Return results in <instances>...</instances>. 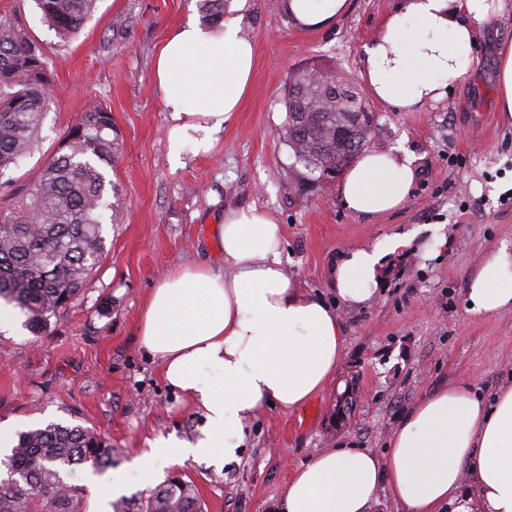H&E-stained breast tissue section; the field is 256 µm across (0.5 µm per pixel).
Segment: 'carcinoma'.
<instances>
[{"label": "carcinoma", "instance_id": "obj_1", "mask_svg": "<svg viewBox=\"0 0 512 512\" xmlns=\"http://www.w3.org/2000/svg\"><path fill=\"white\" fill-rule=\"evenodd\" d=\"M96 0H35L57 36L73 38L90 17ZM204 24L224 18V0H198ZM53 71L41 45L26 28L0 17V177L18 166L37 141ZM345 80L327 82L322 67L310 65L290 78L285 99L284 139L303 179L317 183L371 142L374 127L355 125L370 107L355 90L336 94ZM111 112L97 102L61 142L58 155L29 186L10 216L0 218V300L26 315L36 335L73 303L86 277L106 253L107 211L120 206L108 179L123 150ZM114 465L112 446L90 427L49 423L21 431L0 476V512H87L88 491L67 476L79 467L101 474ZM114 512H204L193 485L178 476L149 491L137 507L128 499Z\"/></svg>", "mask_w": 512, "mask_h": 512}]
</instances>
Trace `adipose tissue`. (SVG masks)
<instances>
[{"mask_svg":"<svg viewBox=\"0 0 512 512\" xmlns=\"http://www.w3.org/2000/svg\"><path fill=\"white\" fill-rule=\"evenodd\" d=\"M307 30L333 26L349 0H283ZM495 0H402L365 46L362 76L373 96L401 112L442 99L472 69L473 45ZM238 22L190 21L171 29L154 61L170 114L171 162L212 152L252 87L255 46ZM407 149L360 152L340 185L352 214L401 208L415 180ZM224 263L188 264L151 288L138 321L146 353L166 381L205 419L196 442L159 439L142 465L148 475L189 459L233 455L245 422L269 406L295 409L324 392L345 358L337 305L361 308L378 294L386 255L409 244L394 234L343 251L330 272L337 305L304 288L284 260L283 230L257 206L225 213L218 227ZM512 308V248L500 244L466 290L465 312ZM401 512H512V385L490 398L468 381L423 397L396 426L386 458L328 448L284 486L280 512H371L379 491Z\"/></svg>","mask_w":512,"mask_h":512,"instance_id":"adipose-tissue-1","label":"adipose tissue"}]
</instances>
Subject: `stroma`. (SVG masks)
Wrapping results in <instances>:
<instances>
[{"mask_svg":"<svg viewBox=\"0 0 512 512\" xmlns=\"http://www.w3.org/2000/svg\"><path fill=\"white\" fill-rule=\"evenodd\" d=\"M198 0H97L77 37L61 41L34 0H0L43 47L55 73L47 114L30 156L0 176V215L17 206L56 155L90 101L112 114L124 152L109 179L122 202L106 227V255L69 310L42 335L24 313L0 329V457L16 432L48 422L95 428L115 466L87 485L89 508L154 489L140 465L156 439L193 441L203 418L165 380L139 344L142 303L156 283L186 263L221 266L215 231L229 209L258 206L284 229V260L306 288L334 301L327 273L343 250L417 227L442 226L449 245L433 258L421 241L385 265L368 306L341 309L346 356L331 388L305 406L271 408L247 421L235 456L172 465L193 485L205 512H277L281 490L303 463L327 448H366L385 456L390 432L422 397L459 380L487 395L512 382V310L469 317L471 275L492 249L512 243V121L497 108V52L512 42V0L481 29L472 72L444 100L414 112L379 102L362 76L365 45L399 0H350L334 27L304 30L282 0H246L241 29L255 45L250 94L224 126L213 154L168 157L169 123L153 65L170 30L199 19ZM311 63L335 67L378 121L371 148L402 146L417 174L397 211L373 218L342 205L338 183H305L282 135L291 76ZM352 388L355 411L333 422L336 395Z\"/></svg>","mask_w":512,"mask_h":512,"instance_id":"35a3bbf8","label":"stroma"}]
</instances>
